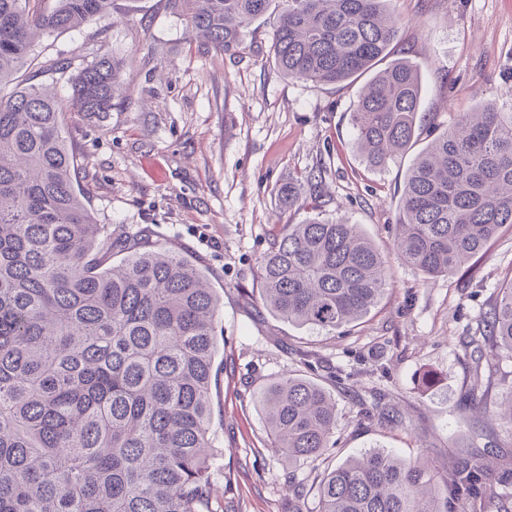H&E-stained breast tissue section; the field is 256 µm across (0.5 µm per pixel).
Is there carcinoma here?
Masks as SVG:
<instances>
[{
  "label": "carcinoma",
  "instance_id": "carcinoma-1",
  "mask_svg": "<svg viewBox=\"0 0 512 512\" xmlns=\"http://www.w3.org/2000/svg\"><path fill=\"white\" fill-rule=\"evenodd\" d=\"M0 0V512H214L211 380L220 298L203 270L142 231L98 224L63 136L65 103L33 82L72 62L34 53L37 39L105 16L109 0ZM217 54L278 11L280 72L331 85L392 52L393 0H168ZM122 62L102 56L70 79L89 117L122 98ZM12 86L5 94L1 88ZM421 84L404 58L365 84L352 112L372 168L415 136ZM512 225V112H463L418 154L401 194L395 250L449 276ZM388 260L356 224H285L259 261L260 297L276 317L336 331L385 294ZM490 355L512 357V282L486 313ZM291 471L333 447L336 402L285 375L257 396ZM368 417L398 422L389 402ZM512 468L454 453L444 489L422 458L369 450L328 471L317 512H512Z\"/></svg>",
  "mask_w": 512,
  "mask_h": 512
}]
</instances>
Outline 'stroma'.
Instances as JSON below:
<instances>
[{"mask_svg":"<svg viewBox=\"0 0 512 512\" xmlns=\"http://www.w3.org/2000/svg\"><path fill=\"white\" fill-rule=\"evenodd\" d=\"M395 56L422 85L417 136L401 160L372 170L351 116L363 79L319 85L285 77L271 59L272 21L256 22L235 54L204 49L168 0H111L105 20L41 39L36 52L80 68L124 59L122 99L87 119L66 98L63 134L98 223L147 230L200 268L223 298L211 401L216 512H284L291 480L316 512L324 472L366 450L426 458L438 485L448 451L494 450L512 462V425L496 407L512 397V358H479L476 335L512 277V228L453 276H429L394 250L400 197L417 154L459 113L492 104L512 112V0H395ZM302 189V209L278 189ZM361 225L389 261L388 291L363 320L326 333L270 314L258 262L280 225L312 216ZM336 400L335 444L289 474L274 452L255 394L284 374ZM434 385H425L426 375ZM388 394L402 422L364 417Z\"/></svg>","mask_w":512,"mask_h":512,"instance_id":"obj_1","label":"stroma"}]
</instances>
